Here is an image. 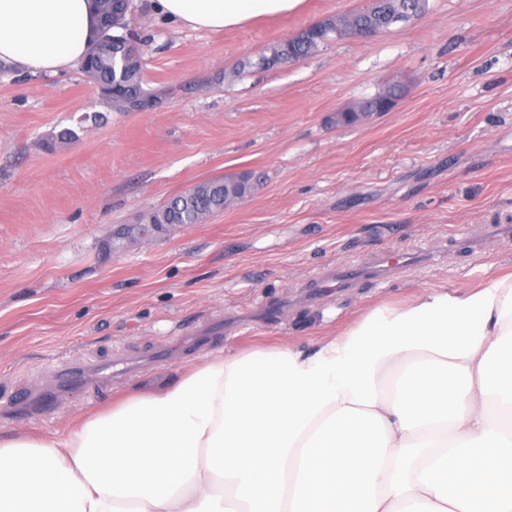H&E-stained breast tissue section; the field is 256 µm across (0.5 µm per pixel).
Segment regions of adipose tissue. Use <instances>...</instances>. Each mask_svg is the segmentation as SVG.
Here are the masks:
<instances>
[{
	"label": "adipose tissue",
	"instance_id": "ef3b65f1",
	"mask_svg": "<svg viewBox=\"0 0 512 512\" xmlns=\"http://www.w3.org/2000/svg\"><path fill=\"white\" fill-rule=\"evenodd\" d=\"M306 0H151L192 29ZM92 0H0V61L80 62ZM0 512H512V276L208 356L53 435L0 432Z\"/></svg>",
	"mask_w": 512,
	"mask_h": 512
}]
</instances>
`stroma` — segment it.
I'll return each mask as SVG.
<instances>
[{
  "label": "stroma",
  "mask_w": 512,
  "mask_h": 512,
  "mask_svg": "<svg viewBox=\"0 0 512 512\" xmlns=\"http://www.w3.org/2000/svg\"><path fill=\"white\" fill-rule=\"evenodd\" d=\"M370 0H307L303 12L213 32L131 0L158 107L116 111L79 67L0 73V431L44 434L132 385L150 389L207 353L309 342L383 300L437 286L464 293L512 273V0H429L416 22L330 43L263 72L246 58ZM390 111L352 126L336 111L388 85ZM71 129L70 143L46 139ZM253 170L245 202L207 223L123 250L112 239L197 182ZM480 235V252L461 237ZM442 251L446 262L313 293L336 267L384 253ZM212 336L140 374L67 394L43 418L5 399L37 398L63 359L108 362L185 336Z\"/></svg>",
  "instance_id": "stroma-1"
}]
</instances>
